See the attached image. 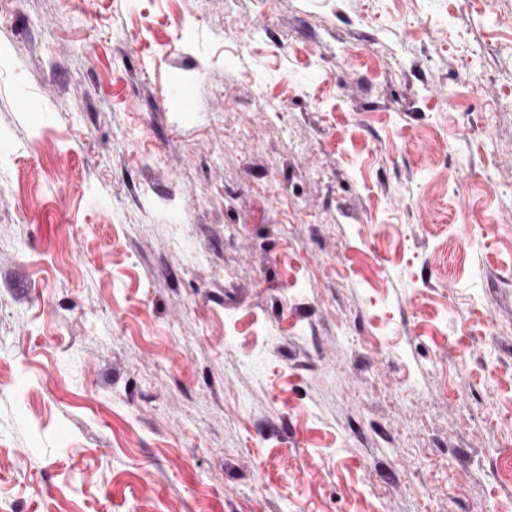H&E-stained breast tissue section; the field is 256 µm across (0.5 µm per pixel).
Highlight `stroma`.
Returning a JSON list of instances; mask_svg holds the SVG:
<instances>
[{"mask_svg": "<svg viewBox=\"0 0 512 512\" xmlns=\"http://www.w3.org/2000/svg\"><path fill=\"white\" fill-rule=\"evenodd\" d=\"M0 512H512V0H6Z\"/></svg>", "mask_w": 512, "mask_h": 512, "instance_id": "35a3bbf8", "label": "stroma"}]
</instances>
